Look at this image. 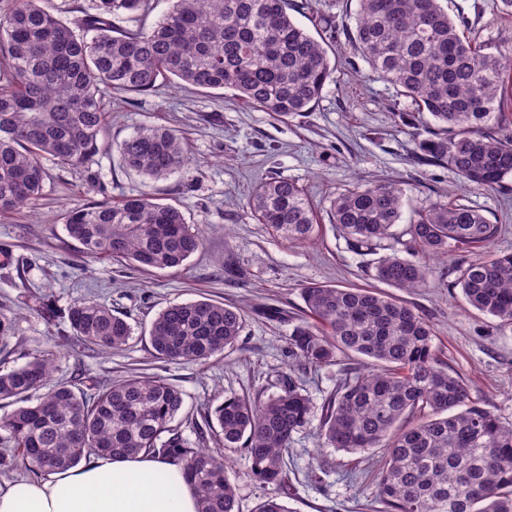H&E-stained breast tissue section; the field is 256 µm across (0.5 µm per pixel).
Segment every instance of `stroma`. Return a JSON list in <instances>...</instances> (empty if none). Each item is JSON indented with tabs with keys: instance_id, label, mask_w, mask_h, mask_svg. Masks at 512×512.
Returning a JSON list of instances; mask_svg holds the SVG:
<instances>
[{
	"instance_id": "obj_1",
	"label": "stroma",
	"mask_w": 512,
	"mask_h": 512,
	"mask_svg": "<svg viewBox=\"0 0 512 512\" xmlns=\"http://www.w3.org/2000/svg\"><path fill=\"white\" fill-rule=\"evenodd\" d=\"M441 4L466 39L489 52L512 49V14L501 0ZM356 10L357 0H289V15L311 35L329 20L338 35L333 80L309 112L287 121L224 90L168 86L124 95L103 89L109 118L98 152L80 167L47 161L48 177L32 209L0 218V311L16 318L14 338L0 349V367L22 365L28 352L42 349L54 355V380L72 385L86 373L103 382L134 372L158 375L183 392L189 415L216 407L230 393H277L281 376L290 372L319 409L350 358L314 370L289 357L288 338L303 318L301 290L313 283L375 288L391 291L427 318L443 365L464 378L474 401L512 422V325L465 302L456 279L468 254L435 260L429 288L392 290L375 277L380 251H354L329 222L331 202L353 183H394L406 190L402 224L436 201L466 205L501 225L493 250L512 252V179L489 190L474 188L448 167L418 161L414 105L377 79L343 34L354 27ZM160 125L183 136L189 166L150 180L128 170L116 146L139 128ZM279 176L301 185L314 205L319 230L308 243L288 245L248 209L253 188ZM143 192L179 207L203 240L180 270L145 272L121 259L93 258L68 237L67 210ZM228 261L242 268L239 283H225ZM38 295L49 299L52 316L34 311ZM83 298L111 307L131 324L126 346L114 352L77 346L67 309ZM199 299L243 307L246 323L234 348L205 365L156 358L149 340L156 314L170 303ZM319 422L312 417L290 444L289 512H380L382 449L360 454L325 447L316 436ZM229 460L239 512H254L261 499L275 495L274 487L254 480L244 453L230 452Z\"/></svg>"
}]
</instances>
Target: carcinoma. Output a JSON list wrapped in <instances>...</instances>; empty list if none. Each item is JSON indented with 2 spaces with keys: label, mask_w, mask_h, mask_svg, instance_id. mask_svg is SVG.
<instances>
[{
  "label": "carcinoma",
  "mask_w": 512,
  "mask_h": 512,
  "mask_svg": "<svg viewBox=\"0 0 512 512\" xmlns=\"http://www.w3.org/2000/svg\"><path fill=\"white\" fill-rule=\"evenodd\" d=\"M47 0H12L0 13V216L33 206L47 171L44 160L82 166L97 153L107 112L100 86L144 94L178 83L223 89L287 119L309 111L336 67L324 43L288 14V0H168L149 29L114 32L112 18L144 0H98L79 28L55 16ZM381 80L397 87L431 120L417 133L418 159L446 165L466 183L494 188L512 178V134L505 121L503 74L512 53L486 52L459 32L440 0H359L345 33ZM123 165L149 179L187 170L180 137L146 127L118 146ZM404 189L355 185L331 204L332 222L356 251L383 242L390 253L376 278L394 288H427L432 257L475 250L457 283L469 306L512 324V253L489 245L499 226L479 211L441 201L416 212L395 237ZM255 220L289 244L310 240L312 203L293 180L271 177L253 189ZM65 229L92 257L123 258L143 271L178 269L202 245L179 208L141 193L103 200L64 214ZM307 319L294 326L288 353L322 368L350 352L362 367L346 368L323 406L318 436L341 451H385L378 494L386 512H512V423L471 399L467 383L439 362L430 322L405 301L369 288L302 289ZM76 340L120 350L132 326L95 301L67 310ZM244 310L209 299L171 303L151 322L157 358L206 364L233 346ZM53 355L0 371V474L24 469L46 475L89 454L139 453L181 467L198 492V512H235L236 487L224 455L184 436L176 418L183 394L160 376L134 373L75 391L50 384ZM311 402L297 381L283 379L266 399L231 394L204 418H216L213 439L244 451L253 478L288 494L286 457L293 435L310 421Z\"/></svg>",
  "instance_id": "carcinoma-1"
}]
</instances>
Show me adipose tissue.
Returning <instances> with one entry per match:
<instances>
[{"label":"adipose tissue","instance_id":"ef3b65f1","mask_svg":"<svg viewBox=\"0 0 512 512\" xmlns=\"http://www.w3.org/2000/svg\"><path fill=\"white\" fill-rule=\"evenodd\" d=\"M0 512H198V497L179 466L96 455L44 480L0 485Z\"/></svg>","mask_w":512,"mask_h":512}]
</instances>
